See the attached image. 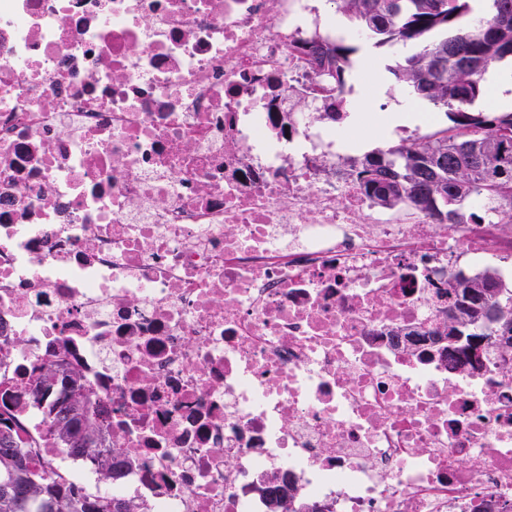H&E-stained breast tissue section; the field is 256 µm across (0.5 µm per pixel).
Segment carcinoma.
Masks as SVG:
<instances>
[{
	"label": "carcinoma",
	"mask_w": 512,
	"mask_h": 512,
	"mask_svg": "<svg viewBox=\"0 0 512 512\" xmlns=\"http://www.w3.org/2000/svg\"><path fill=\"white\" fill-rule=\"evenodd\" d=\"M375 47L402 42L415 52L388 67L416 98L447 109L450 124L431 135L386 152L364 156L358 167L361 187L384 209L399 205L430 215L437 224H482L486 213L472 206L475 197L495 204L500 224H512V112L475 108L484 94L483 79L497 63L512 59V0H331ZM314 57L316 74L335 91L321 118L340 116L345 74L358 47L344 39L302 43ZM499 280L488 267L448 281L460 300L443 324L448 336L464 337L474 352L484 336H512V289L491 288ZM38 392L46 397L65 385V399L47 406L46 416L58 444L75 456L97 463L108 481L122 473L121 451L102 459L105 411L99 396L72 373L38 367ZM16 423L0 412V512H136L120 498L91 501L74 485L51 478L33 466L31 453L15 439ZM270 512H324L317 503H295L291 489L268 491Z\"/></svg>",
	"instance_id": "cac0c4a2"
}]
</instances>
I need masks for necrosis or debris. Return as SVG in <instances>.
<instances>
[{
	"instance_id": "1",
	"label": "necrosis or debris",
	"mask_w": 512,
	"mask_h": 512,
	"mask_svg": "<svg viewBox=\"0 0 512 512\" xmlns=\"http://www.w3.org/2000/svg\"><path fill=\"white\" fill-rule=\"evenodd\" d=\"M312 0H0V387L38 468L141 512H507L512 357L448 367V280L512 229L364 193ZM307 99L312 109L297 107ZM78 370L121 476L51 437ZM291 488L280 487L268 491L269 512H324L325 510L317 503H301L296 505Z\"/></svg>"
}]
</instances>
